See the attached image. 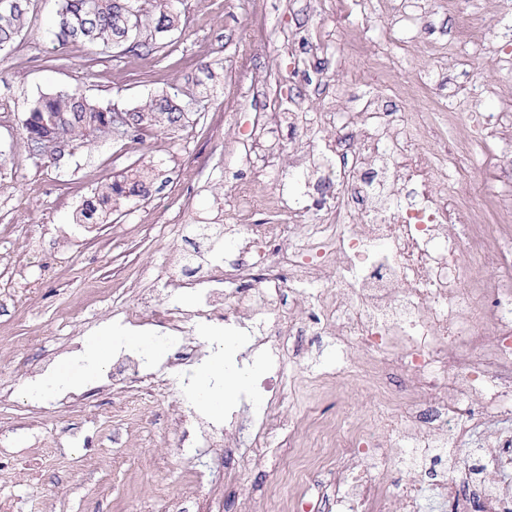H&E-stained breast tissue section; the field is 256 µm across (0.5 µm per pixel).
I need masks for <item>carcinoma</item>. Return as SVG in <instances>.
<instances>
[{"instance_id":"carcinoma-1","label":"carcinoma","mask_w":512,"mask_h":512,"mask_svg":"<svg viewBox=\"0 0 512 512\" xmlns=\"http://www.w3.org/2000/svg\"><path fill=\"white\" fill-rule=\"evenodd\" d=\"M0 51L12 46L27 28L31 0H0ZM58 9L49 31L51 41L60 46L83 44L102 48L121 47L128 53L148 56L159 52L158 39L177 29L178 16L168 0H154L153 10L141 8L138 0H57ZM208 97L202 81L184 91H163L148 102L132 108L133 121L115 130L112 113L119 108L87 97L77 87H62L27 100L22 113L29 155L35 160L57 158V146L77 147L100 138H140L141 132L165 124L177 127L184 114ZM149 172L129 169L121 179L101 185L85 201L76 219L91 224L104 222L112 214L114 196L134 197L146 192Z\"/></svg>"}]
</instances>
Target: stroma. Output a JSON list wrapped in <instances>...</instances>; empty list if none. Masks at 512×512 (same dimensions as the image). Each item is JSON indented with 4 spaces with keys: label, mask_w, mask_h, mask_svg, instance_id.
<instances>
[{
    "label": "stroma",
    "mask_w": 512,
    "mask_h": 512,
    "mask_svg": "<svg viewBox=\"0 0 512 512\" xmlns=\"http://www.w3.org/2000/svg\"><path fill=\"white\" fill-rule=\"evenodd\" d=\"M427 4V16L413 30V58L387 64L374 91L396 103L400 69L406 66L431 74L450 91L478 79L487 89L476 106L483 112L512 99V16L501 0L474 3L481 34L497 43V50L466 54L452 47L436 57L430 47L451 37L459 17L444 0ZM172 7L180 26L165 36L163 51L136 57L79 44L53 48L45 27L55 0H34L29 27L0 53V302L5 305L0 335L10 351L0 364V391L11 396L0 403V437L11 440L21 461L39 462L36 479L0 487V497L24 505L46 500L52 512H165L158 486L187 504L195 498L182 477L180 463L186 460L208 474L214 512H272L268 492L288 477V450L280 435H273L268 448L249 446L246 426L257 402L247 393L265 372L263 355L253 347L255 334H235L220 321L192 329L203 351L224 353L241 369L240 375L210 381L224 391L223 411L198 410L222 429L225 448L242 462L231 494L224 490L223 451L204 448L194 425L179 422L177 393L157 395L137 418L123 417L113 410L124 398L115 365L119 348L109 352L103 373L87 381L80 352H69L68 346L88 344L103 333L126 338V331L113 329L112 312L135 306L142 290L164 301L173 298L166 284L154 279L171 255L180 259L178 274L198 276L231 247L224 221L229 187L243 182L263 195L273 183L269 176L255 178L235 158L256 113L270 111L278 92L300 100L306 111H323L326 99L315 85L316 73H324L333 87L356 83L373 48L382 46L387 22L377 15L365 19L366 39L355 51L339 35L317 39L319 29L333 25L329 0H172ZM206 79L214 83L213 94L175 130L150 127L137 141L101 140L41 162L27 151L20 117L26 98L40 91L76 85L92 99L130 109L158 92ZM470 150L479 159L491 155L501 175L490 183V192L512 193V131L491 146L474 144ZM138 166L154 170L146 196L117 200L107 223H75L76 208L101 182ZM292 343L304 359L286 365L284 374L299 380L340 368L346 360L355 369L367 361L360 349L343 352L327 333L296 336ZM63 364L72 376L64 389L76 406L61 416L50 395H43L37 426L29 434L17 433L27 420L16 408L25 399L26 370ZM106 384L111 392H103ZM376 408L372 392L344 374L304 388L295 405L281 407L278 416L347 421L368 417ZM230 410L240 412V427L225 426ZM61 428L75 436L69 457L39 460L43 436Z\"/></svg>",
    "instance_id": "stroma-1"
}]
</instances>
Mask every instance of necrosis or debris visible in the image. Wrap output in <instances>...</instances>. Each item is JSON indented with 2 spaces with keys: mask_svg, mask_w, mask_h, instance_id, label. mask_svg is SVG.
Wrapping results in <instances>:
<instances>
[{
  "mask_svg": "<svg viewBox=\"0 0 512 512\" xmlns=\"http://www.w3.org/2000/svg\"><path fill=\"white\" fill-rule=\"evenodd\" d=\"M415 0H361L362 10L385 9L395 28L387 37L402 51L414 39L411 9ZM354 109L323 112L327 127L321 143L299 139L282 146V124L298 127L307 114L298 101L272 113L252 131V148L242 162L266 172L287 154L289 164L321 168L336 192L330 202L301 203L288 196V182L278 179L271 192L255 194L238 184L229 192L225 219L234 223V248L223 264L195 279L169 275L167 285L196 294L198 306L186 311L145 293L137 306L114 312L118 328L161 330L175 349L164 370L143 372L140 359L127 357L129 400L120 411L137 414L144 401L174 389L190 375L199 349L189 338L194 323L222 320L226 327L257 328L266 347L268 378L259 388L267 402L252 418L251 447L262 448L272 427L294 438L297 420L276 422L275 411L287 398L279 380L287 337L299 336L304 324L295 314L306 307L314 324L334 332L343 350L363 349L366 379L385 403L371 419L347 428L322 427L329 446L318 465L304 469L305 496L300 512H386L390 496H402L408 512L420 501L436 512H512V434L501 438L499 451L461 481L412 479L382 483L385 466L406 465L372 441L384 428L411 448H459L486 421L512 415V225L491 223L490 211L512 213V199L488 194L470 178L463 146L497 139L512 126V101L496 112L472 113L462 137L449 138L458 115L432 100L428 111L388 109L371 92L337 89ZM437 141V149L425 140ZM465 193L452 190V183ZM472 221L448 235L461 208ZM501 255L495 278L478 275L489 248ZM492 325L498 340L487 348L481 328ZM410 386L397 391L393 376ZM483 399L479 413L463 415L461 398ZM456 403H449V396ZM336 475L324 484L320 471Z\"/></svg>",
  "mask_w": 512,
  "mask_h": 512,
  "instance_id": "obj_1",
  "label": "necrosis or debris"
}]
</instances>
